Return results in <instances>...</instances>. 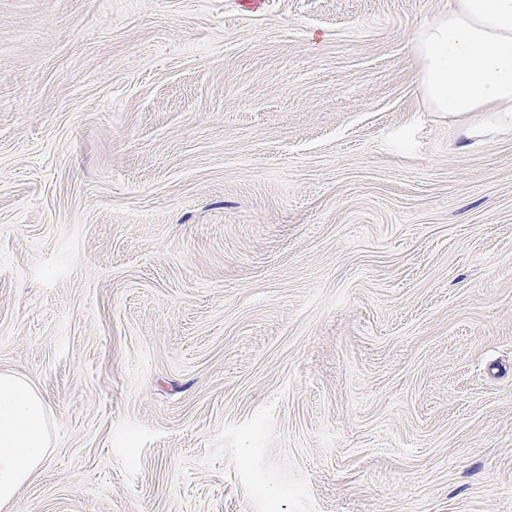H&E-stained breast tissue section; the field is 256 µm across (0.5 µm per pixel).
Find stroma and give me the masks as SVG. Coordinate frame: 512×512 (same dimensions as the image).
Masks as SVG:
<instances>
[{
  "instance_id": "obj_1",
  "label": "stroma",
  "mask_w": 512,
  "mask_h": 512,
  "mask_svg": "<svg viewBox=\"0 0 512 512\" xmlns=\"http://www.w3.org/2000/svg\"><path fill=\"white\" fill-rule=\"evenodd\" d=\"M448 0H0V512H512V129ZM418 89L432 112L479 132L512 127V0H448L418 31ZM488 115L477 122L475 115ZM49 446L41 395L17 375L0 373V506L43 465Z\"/></svg>"
}]
</instances>
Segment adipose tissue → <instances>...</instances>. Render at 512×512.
<instances>
[{
  "mask_svg": "<svg viewBox=\"0 0 512 512\" xmlns=\"http://www.w3.org/2000/svg\"><path fill=\"white\" fill-rule=\"evenodd\" d=\"M418 89L433 112L467 130L512 127V0H448L418 31ZM486 114L477 122V114ZM50 429L38 391L0 373V506L43 465Z\"/></svg>",
  "mask_w": 512,
  "mask_h": 512,
  "instance_id": "obj_1",
  "label": "adipose tissue"
}]
</instances>
